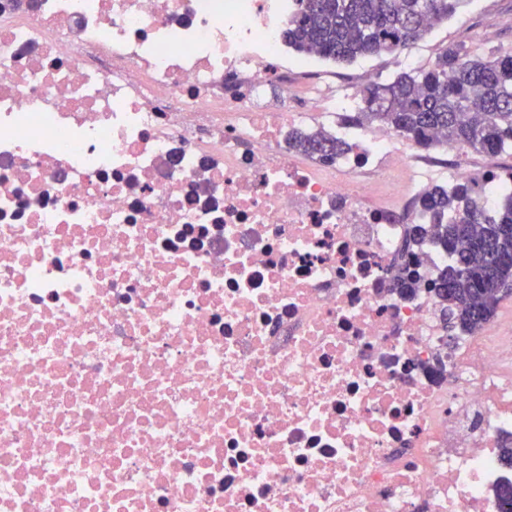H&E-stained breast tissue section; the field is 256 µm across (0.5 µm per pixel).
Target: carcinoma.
<instances>
[{
  "label": "carcinoma",
  "instance_id": "carcinoma-1",
  "mask_svg": "<svg viewBox=\"0 0 512 512\" xmlns=\"http://www.w3.org/2000/svg\"><path fill=\"white\" fill-rule=\"evenodd\" d=\"M284 39L292 50L316 53L336 62L361 57L398 56L424 38L433 24L448 18L460 0H299ZM358 111L344 122H379L415 145L428 149L435 136L477 152L512 151V48L494 47L474 57L466 45L439 52L428 69L402 72L360 90ZM293 152L331 163L352 145L323 132L295 131ZM475 188L462 182L419 195L414 207L430 215L427 225L409 227L410 250L426 239L446 250L457 244L454 265L441 272L436 288L444 313L464 332H479L512 294V196L489 218L474 203ZM455 215L448 223V215Z\"/></svg>",
  "mask_w": 512,
  "mask_h": 512
}]
</instances>
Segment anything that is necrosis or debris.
Segmentation results:
<instances>
[{
	"label": "necrosis or debris",
	"instance_id": "1",
	"mask_svg": "<svg viewBox=\"0 0 512 512\" xmlns=\"http://www.w3.org/2000/svg\"><path fill=\"white\" fill-rule=\"evenodd\" d=\"M296 0H0V512H504L512 327L402 296L431 168L337 122ZM315 99L353 150L295 156Z\"/></svg>",
	"mask_w": 512,
	"mask_h": 512
}]
</instances>
